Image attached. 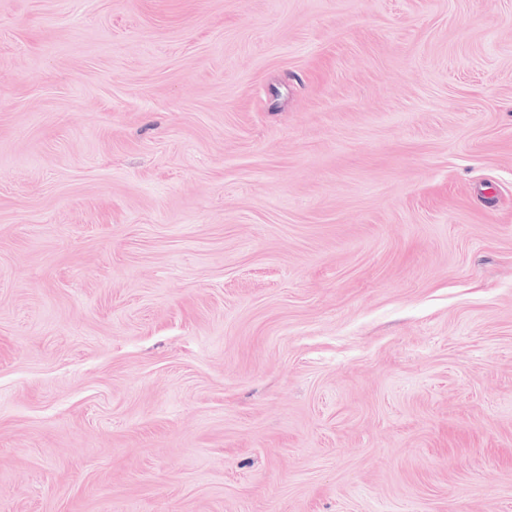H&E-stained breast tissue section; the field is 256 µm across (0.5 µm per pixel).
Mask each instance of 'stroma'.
I'll return each mask as SVG.
<instances>
[{
	"mask_svg": "<svg viewBox=\"0 0 512 512\" xmlns=\"http://www.w3.org/2000/svg\"><path fill=\"white\" fill-rule=\"evenodd\" d=\"M0 512H512V0H0Z\"/></svg>",
	"mask_w": 512,
	"mask_h": 512,
	"instance_id": "obj_1",
	"label": "stroma"
}]
</instances>
